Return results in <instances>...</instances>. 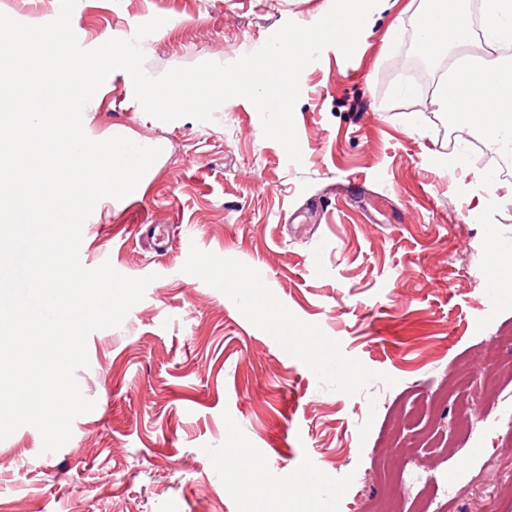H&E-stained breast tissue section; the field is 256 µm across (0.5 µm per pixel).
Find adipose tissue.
<instances>
[{"instance_id": "adipose-tissue-1", "label": "adipose tissue", "mask_w": 512, "mask_h": 512, "mask_svg": "<svg viewBox=\"0 0 512 512\" xmlns=\"http://www.w3.org/2000/svg\"><path fill=\"white\" fill-rule=\"evenodd\" d=\"M482 28L490 54L452 70L439 99L459 133L480 132L498 152L511 155L512 0H483ZM415 32L429 57L469 44V0H423Z\"/></svg>"}]
</instances>
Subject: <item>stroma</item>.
I'll return each instance as SVG.
<instances>
[{"label":"stroma","instance_id":"obj_1","mask_svg":"<svg viewBox=\"0 0 512 512\" xmlns=\"http://www.w3.org/2000/svg\"><path fill=\"white\" fill-rule=\"evenodd\" d=\"M332 3L78 0L71 26L93 49L164 18L138 39L158 76L233 63ZM421 6L380 0L352 57L330 46L303 70L297 164L247 98L207 122H164L127 72L107 76L86 134L121 128L162 153L86 219L79 252L89 268L152 281L119 326L89 335L77 378L95 406L70 439L46 453L25 425L0 441V512H249L224 474L233 447L262 463L270 489L319 474L310 512H419L418 488L396 484L411 467L455 484L447 512H512V378L491 396L482 376L488 349L512 363V298L492 290L486 262L491 241L512 245V155L441 111L438 78L487 47L477 35L420 58ZM59 11L60 0H0L29 25ZM448 157L466 171L439 166ZM221 258L259 301L202 273ZM305 331L334 369L314 364Z\"/></svg>","mask_w":512,"mask_h":512}]
</instances>
